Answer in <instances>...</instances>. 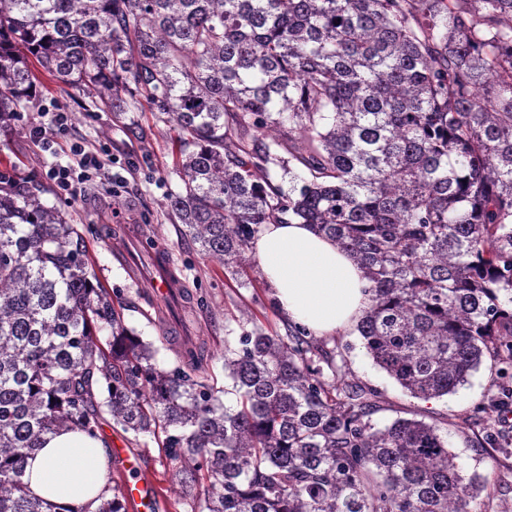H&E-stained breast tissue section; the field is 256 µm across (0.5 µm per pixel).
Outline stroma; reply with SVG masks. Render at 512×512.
<instances>
[{
	"mask_svg": "<svg viewBox=\"0 0 512 512\" xmlns=\"http://www.w3.org/2000/svg\"><path fill=\"white\" fill-rule=\"evenodd\" d=\"M37 77L35 93L21 109L22 122L0 134V171L16 182L43 186L42 199L47 205L61 208L69 223L91 228L87 238L90 270L121 298L125 325L153 344L160 367H173L183 344L204 346L212 355L207 367L209 383L216 392H223L230 385L224 376L226 330L258 326L271 334L287 333L258 262H251L239 276L225 274L223 266L201 252L167 209L168 196L180 184L174 166L178 148L167 125L156 121L147 105L133 111L142 126L141 136L134 138L123 124L113 121L111 112L93 105L86 92L59 85L42 71ZM58 108L69 112V128L55 152L41 151L29 130L50 122L51 111ZM74 141L91 147L107 143L114 160L70 201L58 195L48 171L60 164L75 165L69 151ZM145 224L157 229L160 249L171 256L191 296L208 302L207 310L188 312V298L181 297L175 302L177 317H160L158 298L145 285L146 273L131 269L123 259L125 244L135 242L138 228ZM118 226L126 229L120 240L112 234ZM320 343L333 349L334 363L346 379L382 392V409L376 415L380 423L417 416L447 428L450 446L460 455L467 473L485 476L493 486L481 504L482 512H512V419L495 405L512 389V368L501 371L481 365L456 393L427 402L407 395L378 370L354 330L321 338ZM485 438L494 440V448L481 447ZM134 451L141 458L144 477L155 481L160 490L156 512H193L195 499L182 487L176 466L164 465L160 439L143 437Z\"/></svg>",
	"mask_w": 512,
	"mask_h": 512,
	"instance_id": "stroma-1",
	"label": "stroma"
}]
</instances>
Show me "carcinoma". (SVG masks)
I'll use <instances>...</instances> for the list:
<instances>
[{
    "label": "carcinoma",
    "instance_id": "1",
    "mask_svg": "<svg viewBox=\"0 0 512 512\" xmlns=\"http://www.w3.org/2000/svg\"><path fill=\"white\" fill-rule=\"evenodd\" d=\"M34 65L117 120L139 99L167 116V208L225 272L291 219L350 252L370 283L362 348L410 396L512 364V0H0V129ZM142 254L161 257L149 231ZM89 265L79 225L0 182V512H55L28 455L109 418L136 443L164 434L198 512H476L491 495L448 430L379 425L380 390L325 378L331 353L297 327L224 343L231 405L203 349L158 368ZM99 500L127 512L118 486Z\"/></svg>",
    "mask_w": 512,
    "mask_h": 512
}]
</instances>
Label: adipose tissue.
Returning <instances> with one entry per match:
<instances>
[{
	"label": "adipose tissue",
	"instance_id": "ef3b65f1",
	"mask_svg": "<svg viewBox=\"0 0 512 512\" xmlns=\"http://www.w3.org/2000/svg\"><path fill=\"white\" fill-rule=\"evenodd\" d=\"M278 311L313 336H333L367 308L363 270L335 242L307 224H266L253 243ZM107 440L63 428L29 456L24 481L31 495L64 512H94L106 485Z\"/></svg>",
	"mask_w": 512,
	"mask_h": 512
}]
</instances>
